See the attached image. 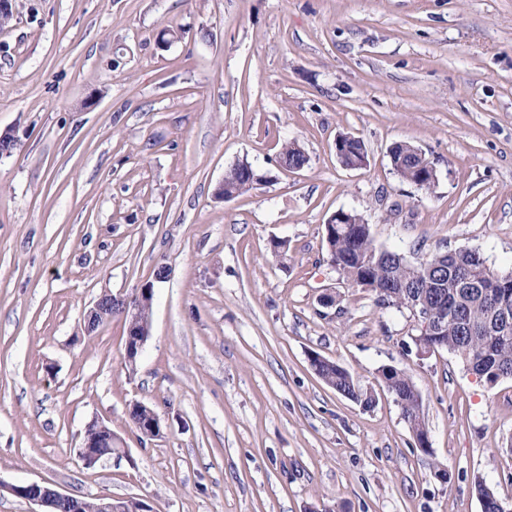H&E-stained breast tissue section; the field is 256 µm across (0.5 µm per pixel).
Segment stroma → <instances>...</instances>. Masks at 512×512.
<instances>
[{"mask_svg": "<svg viewBox=\"0 0 512 512\" xmlns=\"http://www.w3.org/2000/svg\"><path fill=\"white\" fill-rule=\"evenodd\" d=\"M10 5L1 483L152 512H481L479 480L512 504V380H481L445 350L416 356L412 315L349 286L324 234L353 210L408 259L477 249L512 268V0ZM340 135L364 142L366 167L340 163ZM287 141L304 168L280 166ZM397 142L434 164L432 191L395 173ZM242 162L268 183L216 199ZM147 285L150 338L131 365L124 316L89 334L84 315ZM314 354L373 407L324 384ZM387 366L420 390L431 453L384 387ZM137 403L164 419L161 436L140 437ZM95 418L126 452L87 468L76 453Z\"/></svg>", "mask_w": 512, "mask_h": 512, "instance_id": "obj_1", "label": "stroma"}]
</instances>
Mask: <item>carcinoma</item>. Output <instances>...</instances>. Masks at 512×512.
<instances>
[{"label": "carcinoma", "instance_id": "1", "mask_svg": "<svg viewBox=\"0 0 512 512\" xmlns=\"http://www.w3.org/2000/svg\"><path fill=\"white\" fill-rule=\"evenodd\" d=\"M405 151L407 147L402 144L390 150L397 175L411 184L423 183L424 191L432 190L435 183L421 177L415 163L401 159ZM343 156L348 166L367 156L364 143L359 139L348 141ZM279 163L302 168L308 157L297 144L286 143L279 153ZM267 181L268 177L250 164L239 163L225 172L216 197L231 200ZM327 252L346 281L372 291L376 304L385 310H406L408 292L426 293L436 311L439 329L425 343L455 354L467 370L488 382L512 379V321L505 324L500 319L503 307L512 311V270L501 273L505 281L493 288H467L463 277L476 279L481 275L477 257L484 256L483 252L460 250L445 253L441 260L430 255L411 261L398 250L377 246L370 225L353 210L344 215V223L338 225L329 239ZM310 362L315 374L337 393L368 407L373 405V397L361 390L344 367L318 355L311 357ZM384 377L388 392L410 429L422 432V397L411 377L397 369L384 373ZM475 488L479 499L485 502L482 512H495L493 503L498 497L493 490L481 480Z\"/></svg>", "mask_w": 512, "mask_h": 512}]
</instances>
